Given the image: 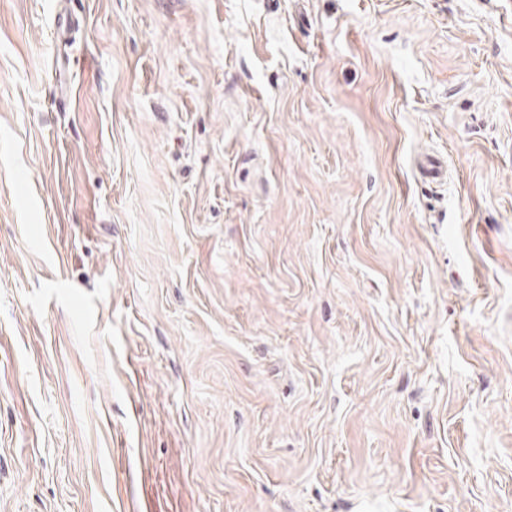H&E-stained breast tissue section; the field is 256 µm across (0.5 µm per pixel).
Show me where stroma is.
I'll return each mask as SVG.
<instances>
[{
  "instance_id": "35a3bbf8",
  "label": "stroma",
  "mask_w": 512,
  "mask_h": 512,
  "mask_svg": "<svg viewBox=\"0 0 512 512\" xmlns=\"http://www.w3.org/2000/svg\"><path fill=\"white\" fill-rule=\"evenodd\" d=\"M0 512H512V0H0ZM422 179L428 183H440L446 178V170L442 160L435 155H424L417 163Z\"/></svg>"
}]
</instances>
